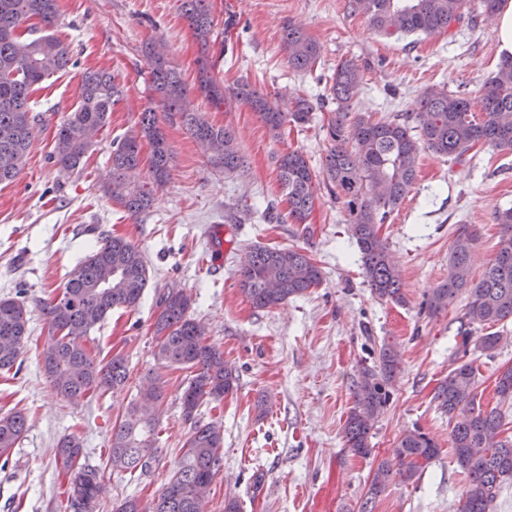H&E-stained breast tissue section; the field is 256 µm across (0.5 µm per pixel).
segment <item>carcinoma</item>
<instances>
[{"mask_svg": "<svg viewBox=\"0 0 512 512\" xmlns=\"http://www.w3.org/2000/svg\"><path fill=\"white\" fill-rule=\"evenodd\" d=\"M382 36L432 35L448 30L463 18L464 0H351ZM181 11L194 37L207 45L213 27L209 0H181ZM58 23L57 0H0V156L18 158L13 169L0 168V184L16 180L24 166L35 124L32 93L44 80L72 65L67 47L50 29ZM289 66L306 73L321 56V46L300 27L290 24L283 34ZM150 61L151 97L143 106L136 127L112 142L111 165L101 184L110 201L131 216L147 212L153 193L170 177L172 150L157 108L165 119H177L197 143L210 165L226 173L246 167L236 137L230 129L209 122L185 104L187 89L167 54L153 43L144 46ZM360 67L352 60L340 63L330 87L336 108L330 111L325 137L330 143L323 164V180L331 199L342 205L362 254L364 273L379 299L400 302L401 280L392 264L388 244L379 229L411 192L418 176L419 158L430 151L453 160L475 146L512 150V56L503 58L495 74L482 87V109L471 111L469 99L444 87H428L420 94L418 112L375 121L366 112H355L352 99L362 83ZM197 91L212 102L224 100V89L200 69ZM233 97L257 112L263 123L278 132L288 123L305 124L313 102L298 98L288 110L276 99L242 83ZM123 90L106 71L90 70L82 76L78 105L56 125L50 160L61 173L80 170L92 149L84 133L101 130ZM151 148L149 183L130 181L129 172L141 164L142 143ZM280 183L288 197V217L306 223L318 200L307 159L298 150L277 157ZM501 226L502 245L478 280L471 275V258L477 235L458 227L448 263L450 278L432 289L425 309L435 314L459 295L466 296L458 335L460 353L469 352L472 329L512 320V208L495 212ZM149 279L141 249L122 236L101 238L69 275L63 291L43 305L51 336L41 357L56 392L66 398L104 393L124 385L129 377L127 359L116 354L103 362L94 358L84 341L90 331L118 308L139 306ZM240 286L253 308H274L304 294L322 282V272L303 251L256 245L239 269ZM192 299L179 288H170L158 302L154 326L159 341L156 357L166 366L190 370L181 394L185 421L190 423L179 466L148 510L136 499L124 501L116 512H197L208 498L223 457V434L215 422L198 419L200 408L221 402L237 387L238 376L224 363V354L207 345L201 326L190 314ZM25 299L0 298V371H10L23 354L28 338ZM398 369V354L384 346L378 363L364 367L354 392V405L344 426L347 447L359 455L369 453V435L379 412L387 405L388 386ZM500 399H512V367L495 379ZM476 373L470 361L457 363L435 389L441 411L456 418L451 430L452 451L464 470L467 487L462 512H489L500 488L512 479V436L505 435L503 416L493 408L475 406ZM27 428L21 411L0 413V460L8 462ZM155 419L133 402L122 420L112 425L110 464L135 472L155 458ZM59 454L70 472L74 512H96L104 473L81 462L83 444L67 435L59 440ZM437 444L419 429L407 431L396 443L395 457L381 462L373 473L368 494L371 502L393 478L412 480L419 465L434 459Z\"/></svg>", "mask_w": 512, "mask_h": 512, "instance_id": "obj_1", "label": "carcinoma"}]
</instances>
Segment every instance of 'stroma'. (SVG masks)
I'll list each match as a JSON object with an SVG mask.
<instances>
[{
	"label": "stroma",
	"instance_id": "obj_1",
	"mask_svg": "<svg viewBox=\"0 0 512 512\" xmlns=\"http://www.w3.org/2000/svg\"><path fill=\"white\" fill-rule=\"evenodd\" d=\"M214 75L227 87L246 82L289 100L326 97L337 65L352 59L363 82L352 103L373 119L418 109L420 93L444 86L479 101L481 88L502 59L494 18L465 11L450 31L430 36L378 35L350 0H210ZM54 34L70 45L74 67L44 81L35 96L47 102L19 178L0 185V297L25 290L30 337L18 372H0V410H19L27 430L6 466L0 467V512H73L69 476L56 454L60 437L80 436L84 459L104 470L100 512H115L127 498L141 504L157 497L175 470L190 425L180 395L188 370L154 358L156 301L170 288L191 296L192 314L207 344L223 352L239 376L238 388L202 421L222 424L223 466L212 484L206 512H224L236 497L241 512H460L466 475L451 451L447 415L434 392L454 366L465 305L457 297L436 314L422 304L447 280L448 252L458 225L477 233L473 278H480L501 246L496 210L512 208V150L476 146L453 161L426 152L417 181L380 233L402 280L406 301L372 294L348 217L325 189L307 221L288 216L276 157L300 150L320 171L329 143L322 126L327 110L304 126L272 132L249 106L218 105L198 96L197 60L202 51L179 10L178 0H57ZM232 29H225L226 20ZM315 39L322 54L312 71L288 64L283 31L288 23ZM163 46L188 89L191 108L212 123L234 129L247 159L244 171L212 169L179 123L165 132L174 153L168 183L154 193L150 210L129 216L98 189L114 139L133 130L149 94L146 42ZM105 69L124 88L122 101L99 132L83 170L60 174L50 162L57 121L78 102L85 71ZM133 241L143 251L150 279L138 308L117 309L86 338L99 358L122 354L127 384L103 394L69 400L47 379L41 353L49 324L43 300L62 291L68 274L95 245L88 228ZM223 242L220 261L211 258L213 239ZM256 244L304 251L322 271L320 286L268 310L252 307L238 271ZM474 337L499 336L493 356L467 354L476 369L477 404L501 410L512 423V401H500L495 379L512 366V321L476 327ZM389 345L400 368L390 399L376 419L369 455L347 448L344 424L354 404L361 366ZM160 382L164 397L155 412L158 452L133 473L111 470L113 423L148 383ZM418 429L439 448L413 481L393 479L376 499L367 491L377 466L393 459L396 441ZM263 474L255 484V474Z\"/></svg>",
	"mask_w": 512,
	"mask_h": 512
}]
</instances>
